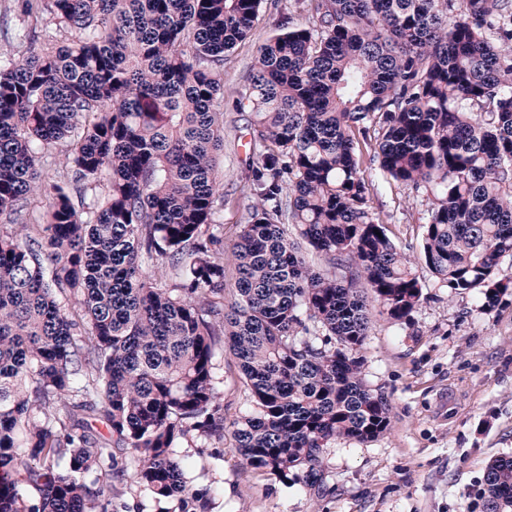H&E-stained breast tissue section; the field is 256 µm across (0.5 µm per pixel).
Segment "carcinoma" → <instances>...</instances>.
<instances>
[{
	"mask_svg": "<svg viewBox=\"0 0 512 512\" xmlns=\"http://www.w3.org/2000/svg\"><path fill=\"white\" fill-rule=\"evenodd\" d=\"M260 5H13L32 23L14 33L29 55L0 59V512H112L128 478L210 512L175 448L224 441L226 351L252 403L231 422L247 466L313 485L330 441L385 433L368 301L403 322L422 284L370 206L366 155L431 195L422 254L444 286L488 307L512 288V0H288L308 24L259 48L237 97L262 160L224 304L221 67ZM484 496L512 512L511 456Z\"/></svg>",
	"mask_w": 512,
	"mask_h": 512,
	"instance_id": "obj_1",
	"label": "carcinoma"
}]
</instances>
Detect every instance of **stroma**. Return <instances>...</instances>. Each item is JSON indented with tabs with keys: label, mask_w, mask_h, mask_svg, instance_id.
Segmentation results:
<instances>
[{
	"label": "stroma",
	"mask_w": 512,
	"mask_h": 512,
	"mask_svg": "<svg viewBox=\"0 0 512 512\" xmlns=\"http://www.w3.org/2000/svg\"><path fill=\"white\" fill-rule=\"evenodd\" d=\"M288 0H262L251 33L224 59V150L217 160L224 194V246L232 248L252 204L248 176L260 162L250 151L249 115L236 99L244 89L258 47L282 30ZM361 174L371 187L370 205L388 237L413 261L422 296L409 320L398 323L371 306L363 351L364 375L387 396L391 427L367 443L330 442L324 478L316 486L282 480L244 465L224 435V458L209 449L179 445L186 476L209 489L212 512H486L482 495L489 463L512 456V289L492 307L479 292L451 293L429 272L422 257L431 202L387 178L366 161ZM217 374L224 386V416L251 409L232 356ZM114 512H178L176 501H157L124 482Z\"/></svg>",
	"instance_id": "stroma-1"
}]
</instances>
